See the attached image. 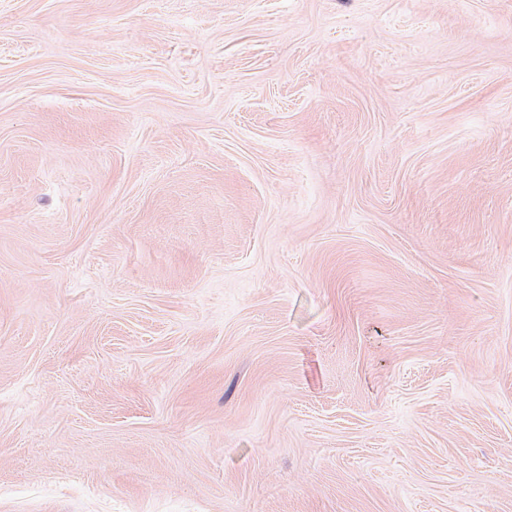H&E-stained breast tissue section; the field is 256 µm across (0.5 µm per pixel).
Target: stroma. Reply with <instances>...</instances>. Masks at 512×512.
<instances>
[{
	"mask_svg": "<svg viewBox=\"0 0 512 512\" xmlns=\"http://www.w3.org/2000/svg\"><path fill=\"white\" fill-rule=\"evenodd\" d=\"M0 512H512V0H0Z\"/></svg>",
	"mask_w": 512,
	"mask_h": 512,
	"instance_id": "obj_1",
	"label": "stroma"
}]
</instances>
